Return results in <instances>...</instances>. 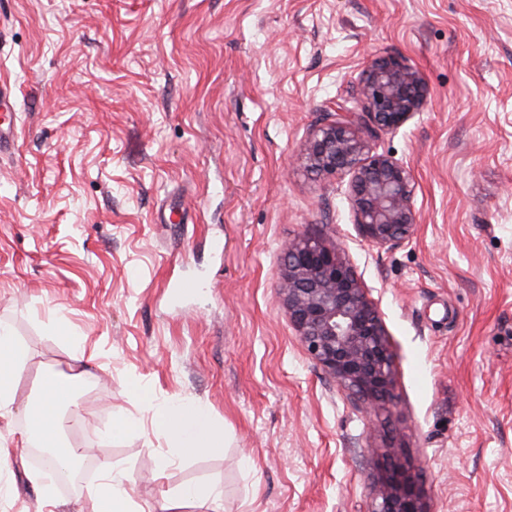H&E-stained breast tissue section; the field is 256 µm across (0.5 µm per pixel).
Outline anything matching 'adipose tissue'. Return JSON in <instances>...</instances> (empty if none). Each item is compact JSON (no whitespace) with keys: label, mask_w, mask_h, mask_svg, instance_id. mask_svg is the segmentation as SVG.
Segmentation results:
<instances>
[{"label":"adipose tissue","mask_w":512,"mask_h":512,"mask_svg":"<svg viewBox=\"0 0 512 512\" xmlns=\"http://www.w3.org/2000/svg\"><path fill=\"white\" fill-rule=\"evenodd\" d=\"M28 361L25 346L11 332L0 327V418L9 417L16 404V379ZM77 385L72 375L49 373L44 377L38 403L27 405V427L19 434L22 446H29L33 437H40L44 446L57 447L69 422L80 419L76 410ZM140 398L151 414L157 436L180 443V454H190L220 447L219 431L205 411L178 400L156 402L149 393ZM103 477L92 489L95 512H154L153 508L136 504L129 494L130 478L125 471L108 463Z\"/></svg>","instance_id":"adipose-tissue-1"}]
</instances>
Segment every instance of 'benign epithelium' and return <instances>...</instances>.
I'll use <instances>...</instances> for the list:
<instances>
[{"mask_svg": "<svg viewBox=\"0 0 512 512\" xmlns=\"http://www.w3.org/2000/svg\"><path fill=\"white\" fill-rule=\"evenodd\" d=\"M362 108L341 103L324 114L307 138L300 161L320 176H350L349 200L362 240L389 249L416 227L414 183L407 165L374 152L369 134L394 132L421 111L420 73L400 56L372 60L355 87ZM280 293L310 358L367 411L393 399L387 331L375 304L336 243L300 235L283 252ZM370 512H428L418 480L386 458L376 463Z\"/></svg>", "mask_w": 512, "mask_h": 512, "instance_id": "7a95c632", "label": "benign epithelium"}]
</instances>
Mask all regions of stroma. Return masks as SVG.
<instances>
[{
  "mask_svg": "<svg viewBox=\"0 0 512 512\" xmlns=\"http://www.w3.org/2000/svg\"><path fill=\"white\" fill-rule=\"evenodd\" d=\"M405 57L426 104L372 139L407 164L417 228L357 234L345 175L298 157L369 59ZM0 324L44 373L91 360L65 433L135 503L214 487L224 512H369L393 451L429 512H512V0H0ZM184 221L168 223L171 206ZM340 241L389 334L396 405L365 413L316 365L279 296L295 236ZM203 281L181 307L180 277ZM203 406L215 452L176 458L139 389ZM129 427L112 432L115 414ZM28 449L0 512H37ZM16 114L11 94L4 84L0 88V156L15 149Z\"/></svg>",
  "mask_w": 512,
  "mask_h": 512,
  "instance_id": "1",
  "label": "stroma"
}]
</instances>
